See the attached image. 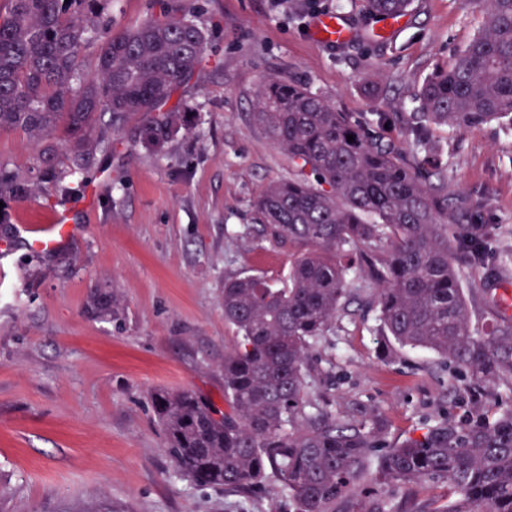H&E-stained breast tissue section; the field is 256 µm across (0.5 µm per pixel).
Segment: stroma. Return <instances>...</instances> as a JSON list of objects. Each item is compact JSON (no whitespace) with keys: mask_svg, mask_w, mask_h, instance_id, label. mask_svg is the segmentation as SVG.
<instances>
[{"mask_svg":"<svg viewBox=\"0 0 512 512\" xmlns=\"http://www.w3.org/2000/svg\"><path fill=\"white\" fill-rule=\"evenodd\" d=\"M200 2L207 61L174 94L194 112L193 129L159 154L131 131L115 136L83 195L66 204L79 231L65 250L0 236L9 252L0 263V512H283L279 488L245 503L174 473L149 400L157 388H188L223 406L221 366L236 336L224 321V280L245 271L277 280L301 249L244 232L264 187L292 173L253 119L257 92L268 77H298L369 128L386 114V136L408 151L417 90L482 23L471 0H415L404 26L383 36L354 0H316L315 11L342 8L359 32L338 48L312 41L315 11L299 0ZM430 134L449 197L481 201L492 228L466 283L479 330L497 315V289H512V265L484 275L512 246V131L434 125ZM100 285L121 296L123 324L87 313ZM376 325L374 312L349 304L315 353L337 417L376 412L395 444L462 413L442 359L406 350L379 360Z\"/></svg>","mask_w":512,"mask_h":512,"instance_id":"1","label":"stroma"}]
</instances>
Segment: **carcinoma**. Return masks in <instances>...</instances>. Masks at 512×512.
<instances>
[{"label":"carcinoma","mask_w":512,"mask_h":512,"mask_svg":"<svg viewBox=\"0 0 512 512\" xmlns=\"http://www.w3.org/2000/svg\"><path fill=\"white\" fill-rule=\"evenodd\" d=\"M413 2L362 0L361 11L405 16ZM475 2L482 27L416 95L418 153L430 149V122L512 129V0ZM110 3L0 0V133L21 129L40 145L25 172L0 163V224L10 203L45 184L64 203L71 179L96 166L132 117L134 142L156 153L192 126L193 112L170 100L204 62L210 34L198 8L158 0L159 13L114 35ZM254 117L294 169L257 197V233L306 251L277 287L259 273L224 279V321L237 330L222 365L224 410L191 390L151 393L174 472L248 500L276 483L288 512H419L415 492L428 485L443 489L429 512H512V401L495 392L512 384V317L472 328L468 272L455 259L478 254L488 234L476 206L448 199L447 168L406 158L294 77L268 78ZM360 260L377 285L367 295L348 279ZM352 297L376 312L382 359L434 352L460 373L449 392L483 393L462 416L394 445L380 415L344 420L312 401L314 351ZM89 311L123 320L110 288L91 292ZM395 489L407 491V507L392 502Z\"/></svg>","instance_id":"1"}]
</instances>
